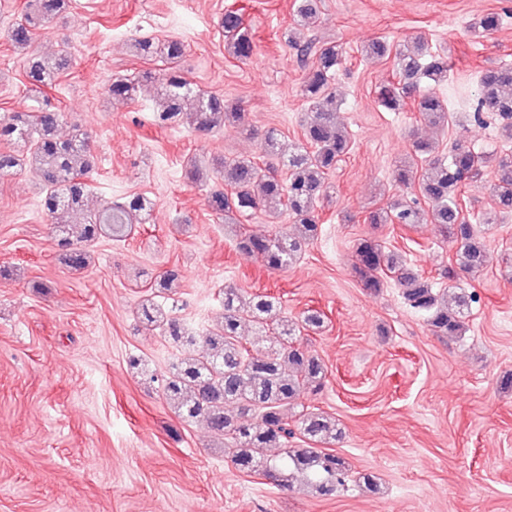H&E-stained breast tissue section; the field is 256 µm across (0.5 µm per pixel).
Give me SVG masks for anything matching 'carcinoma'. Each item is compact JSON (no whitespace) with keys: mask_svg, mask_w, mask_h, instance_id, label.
<instances>
[{"mask_svg":"<svg viewBox=\"0 0 512 512\" xmlns=\"http://www.w3.org/2000/svg\"><path fill=\"white\" fill-rule=\"evenodd\" d=\"M66 2L32 0L24 19L8 26L9 41L18 48L32 47L37 30L53 23ZM316 9L314 0H300L297 26L310 28L316 22ZM220 25L224 42L233 54L239 59L249 58L253 43L242 17L226 10ZM134 47L137 55L158 57L166 65L165 89L158 100L160 122L182 120L190 100L193 111L189 113V125L200 138L230 120L238 122L243 118L237 105L200 91L183 75L179 67L185 52L182 41L171 39L159 44L139 40ZM315 55L301 84V94L308 104L303 120L304 140L285 148L273 130L265 132L260 139L262 156L275 160L285 170L286 177H278L253 159L213 161V168L224 174V189H215L207 197L213 212L248 221L275 205L297 224L298 232L292 237L254 231L237 235V246L242 252L274 271L296 265L305 248L317 237L320 224L317 203L330 188V174L350 151V140L342 133L336 112L335 74L342 52L338 46L328 45ZM69 62L63 53L47 55L32 51L26 58L27 81L35 88H51ZM394 71L398 81L387 84L379 92L382 106L396 110L404 97L413 94L418 98L417 108L423 119L442 130L448 128V106L434 91V86L448 79V58L432 55L422 45L413 49L400 46L394 55ZM153 79L150 72L132 79L117 77L109 85L108 95L114 101H133ZM483 114L496 116L503 136L512 140L511 66H494L482 71L475 117ZM60 121L61 113L50 107L0 116V145L6 146L0 151V175H7L20 165L16 147H27L45 188L42 209L59 232V249L65 253L69 267L80 270L87 264L86 245L97 239L104 226L111 227L112 236L121 237L128 227L146 223L152 202L140 194H130L120 203L98 213L91 212L88 198L94 155L89 136L76 127L69 137H60ZM415 155L420 163L397 169L393 180L402 185L418 180L429 207L423 208L417 198L396 200L371 215L369 223L413 226L427 219L439 225L456 245L455 261L461 273L472 274L483 269L492 255L479 239L474 224H490L492 217L464 215L457 192L467 180L492 165L495 169L492 196L499 213L512 214V156L480 155L459 143L451 146L448 153L440 154L426 142L415 145ZM354 269L363 287L374 292L384 287V278L395 280L402 287L405 301L425 313L428 324L439 335H458L471 304L476 302V295L462 292L456 297L455 307H448L419 275L408 271L371 239L359 242ZM141 318L192 353L173 362L160 377L138 356L129 358L130 367L151 382L161 381L166 402L182 424L204 422L222 440L234 468L242 472L263 469L269 484L280 490L291 488L292 481L298 477L323 497L334 496L345 488L346 462L329 450V446L342 439L336 420L319 410L288 415L301 395L317 394L324 386L321 359L296 344L301 330L322 327L324 318L320 312L309 311L298 319H290L274 297L254 293L245 300L240 289L227 285L224 313L205 336L190 334L179 319L158 304L142 306ZM246 320L262 332L257 340L269 343V350L262 352L247 346L241 334ZM268 448H280L282 453L269 459L265 455Z\"/></svg>","mask_w":512,"mask_h":512,"instance_id":"1","label":"carcinoma"}]
</instances>
